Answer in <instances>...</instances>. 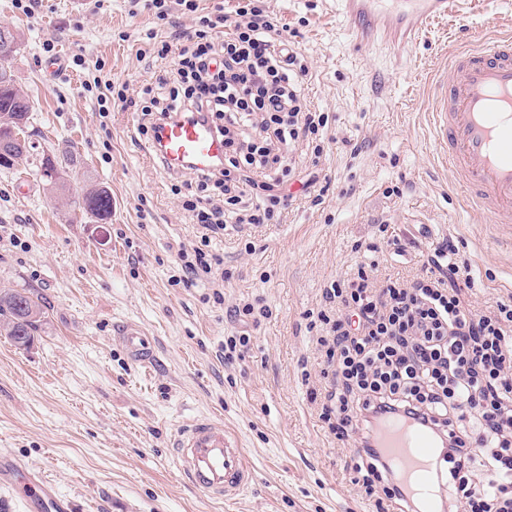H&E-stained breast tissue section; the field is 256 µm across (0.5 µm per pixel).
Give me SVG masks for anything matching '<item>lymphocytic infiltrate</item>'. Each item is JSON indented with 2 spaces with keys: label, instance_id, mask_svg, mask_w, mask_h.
<instances>
[{
  "label": "lymphocytic infiltrate",
  "instance_id": "obj_1",
  "mask_svg": "<svg viewBox=\"0 0 512 512\" xmlns=\"http://www.w3.org/2000/svg\"><path fill=\"white\" fill-rule=\"evenodd\" d=\"M176 5L197 14V27L169 40L147 32L149 50L174 67L159 80L145 109L154 122L141 133L154 138L170 114L203 115L224 138V167L197 175L183 209L213 233L227 224L277 223L295 175L291 146L310 143L317 158L324 151L317 139L328 117L302 94L308 61L286 48L265 0H238L231 16L200 13L198 0ZM145 6L170 21L168 0ZM446 268L469 272L451 242L412 284L373 282L363 270L333 284L326 296L336 313L321 315L318 342L337 390L322 410L336 440L361 432L354 470L365 490L378 486L389 502L399 501L374 432L401 416L445 428L452 512H512V302L472 313L443 288Z\"/></svg>",
  "mask_w": 512,
  "mask_h": 512
}]
</instances>
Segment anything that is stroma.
<instances>
[{
  "instance_id": "obj_1",
  "label": "stroma",
  "mask_w": 512,
  "mask_h": 512,
  "mask_svg": "<svg viewBox=\"0 0 512 512\" xmlns=\"http://www.w3.org/2000/svg\"><path fill=\"white\" fill-rule=\"evenodd\" d=\"M267 5L308 60L305 97L329 117L319 163L305 144L293 151L322 202L295 184L280 223L212 235L224 258L218 302L209 281L179 282V250L201 241L182 207L195 173L168 172L149 155L138 107L101 115L85 89L98 77L139 98L172 67L139 57L141 36L192 31V16L174 13L170 26L135 0L81 10L40 0L30 13L0 0V23L22 35L11 66L34 103L31 139L77 156L62 193L28 162L0 168V291L26 290L45 311L28 349L0 336V448L41 469L77 512H377L354 482L361 433L336 441L320 417L333 386L308 314L329 309L326 288L358 269L416 277L449 240L474 282L459 291L467 309L512 300V244L487 213L464 208L428 110L455 52L512 32V0H469L418 43L382 48L351 41L336 0ZM78 53L86 66L74 64ZM90 184L111 193L110 223L66 203ZM392 237L403 251L387 247ZM254 297L271 314L245 357L225 361V340L244 328L234 308ZM124 321L154 336L152 367L134 366L117 342ZM201 416L223 420L249 454L255 482L236 500L209 499L179 471L175 433Z\"/></svg>"
}]
</instances>
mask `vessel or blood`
Instances as JSON below:
<instances>
[{
    "label": "vessel or blood",
    "mask_w": 512,
    "mask_h": 512,
    "mask_svg": "<svg viewBox=\"0 0 512 512\" xmlns=\"http://www.w3.org/2000/svg\"><path fill=\"white\" fill-rule=\"evenodd\" d=\"M468 0H336L357 44L375 38L394 44L416 41L430 24L459 13ZM379 18L380 28L362 30L360 15ZM452 76L440 81L429 109L438 154L452 181L463 188L465 207L490 214L493 223L512 231V35L482 40L455 53ZM166 169L210 173L224 164V141L204 117L171 115L163 119L152 146ZM115 336L129 360L149 366L154 339L139 324L117 326ZM442 433L432 425L392 421L382 425L377 446L392 465L412 512H445L441 472ZM181 475L211 498L224 500L248 489L254 469L235 434L223 423L197 417L177 431L174 440ZM0 488L27 512H72L54 482L11 453L0 451Z\"/></svg>",
    "instance_id": "vessel-or-blood-1"
}]
</instances>
